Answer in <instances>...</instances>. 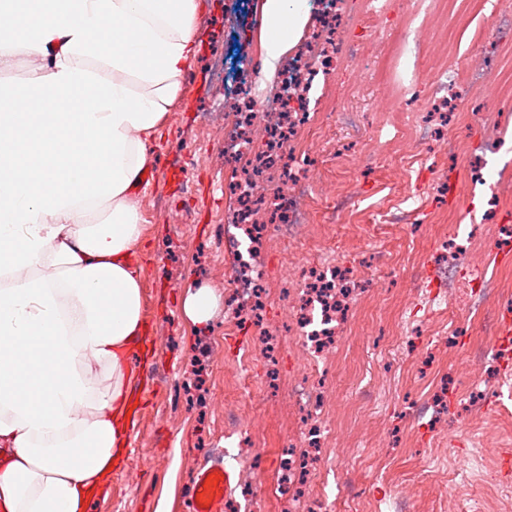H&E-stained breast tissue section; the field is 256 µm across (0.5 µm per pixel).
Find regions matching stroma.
I'll list each match as a JSON object with an SVG mask.
<instances>
[{
	"mask_svg": "<svg viewBox=\"0 0 512 512\" xmlns=\"http://www.w3.org/2000/svg\"><path fill=\"white\" fill-rule=\"evenodd\" d=\"M259 21V0H202L199 53L180 99L153 136L151 168L157 178L137 188L144 231L130 261L140 272L143 318L157 322L159 333L130 360L153 362L154 391L150 401L138 404L137 447L112 470L91 512H179L198 459L221 455L228 469L238 470L236 440L228 432L250 423L266 450L265 473L249 501L237 490L233 499L241 500V512H300L299 498L280 492L278 450L304 445L297 393L305 362L298 337L283 334L280 323L285 290L306 250L326 251L335 236L341 239L336 264L365 287L351 300L337 352L324 362L334 373L327 399L336 429L324 443L308 494L351 497L353 512H388L391 498L401 493L411 499L413 512H462L461 497L471 491L472 512H512V497L499 490L512 483V472L503 467L512 455V366L498 372L476 357L489 342L486 313L512 304V262L497 254L488 258L487 275L501 290L481 310H474L466 289L452 288L456 322L426 301L418 313L422 332L395 321L426 286L428 272L452 267L447 242L466 252L473 245L470 230L491 237L498 225L512 224V202L500 191L512 181V99L503 98L492 78L480 84L483 100L495 104L492 113L476 102L470 114L449 118L461 155L437 157L432 169L408 185L386 165L392 126L379 118L388 108L386 89L359 82L364 62L337 58L326 82L312 89L322 103L317 123L298 140L313 162L314 197L355 192L353 214L320 219L296 245L269 251L264 329L229 339L228 359L204 353L208 340L224 336L223 309L204 324L182 315L180 300L188 288L224 295L217 226L234 204L224 182L235 172L224 164L220 115L246 97L269 96L280 82L260 74ZM409 188L417 194L418 211L407 219L391 205ZM387 210L393 226L374 235L375 219ZM371 249L385 254L375 269L356 261ZM389 332L396 336L393 346L374 350V337ZM242 342L260 363L275 348L279 371L274 389L258 385L228 405L224 387L240 370L231 356ZM357 403L371 413L353 428L343 411ZM145 458L154 468L149 479L140 480L135 473Z\"/></svg>",
	"mask_w": 512,
	"mask_h": 512,
	"instance_id": "35a3bbf8",
	"label": "stroma"
}]
</instances>
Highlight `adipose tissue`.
<instances>
[{"label":"adipose tissue","instance_id":"1","mask_svg":"<svg viewBox=\"0 0 512 512\" xmlns=\"http://www.w3.org/2000/svg\"><path fill=\"white\" fill-rule=\"evenodd\" d=\"M200 0H0V71L22 50L42 72L0 89V273L52 258L63 281L0 289V512H88L126 451L129 345L142 335L134 194L147 137L198 54ZM301 0H262L274 74L309 20ZM29 100L19 108V100ZM111 211L91 223L97 204ZM110 372L100 383L87 363Z\"/></svg>","mask_w":512,"mask_h":512}]
</instances>
